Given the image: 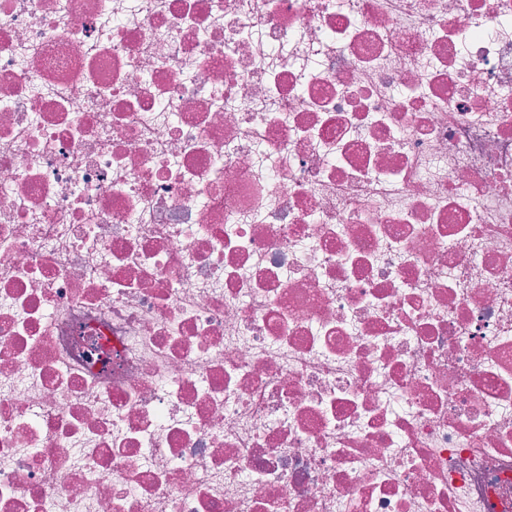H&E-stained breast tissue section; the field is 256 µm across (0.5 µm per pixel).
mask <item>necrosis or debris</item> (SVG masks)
Returning <instances> with one entry per match:
<instances>
[{
  "mask_svg": "<svg viewBox=\"0 0 512 512\" xmlns=\"http://www.w3.org/2000/svg\"><path fill=\"white\" fill-rule=\"evenodd\" d=\"M0 512H512V0H0Z\"/></svg>",
  "mask_w": 512,
  "mask_h": 512,
  "instance_id": "obj_1",
  "label": "necrosis or debris"
}]
</instances>
